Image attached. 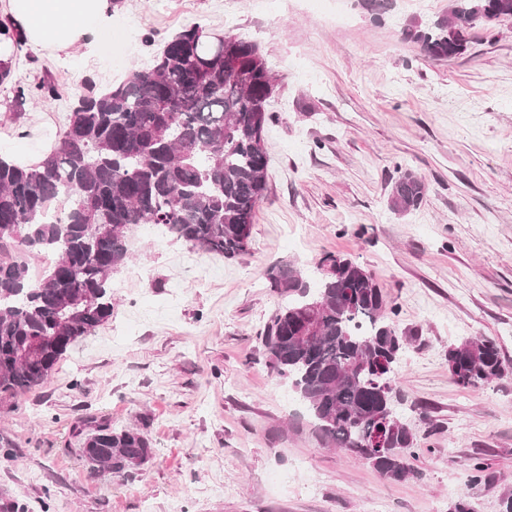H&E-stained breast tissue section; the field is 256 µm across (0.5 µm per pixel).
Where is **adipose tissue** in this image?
Masks as SVG:
<instances>
[{
  "label": "adipose tissue",
  "mask_w": 512,
  "mask_h": 512,
  "mask_svg": "<svg viewBox=\"0 0 512 512\" xmlns=\"http://www.w3.org/2000/svg\"><path fill=\"white\" fill-rule=\"evenodd\" d=\"M25 42L51 53L93 49L112 22L111 0H0Z\"/></svg>",
  "instance_id": "ef3b65f1"
}]
</instances>
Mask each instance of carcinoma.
Segmentation results:
<instances>
[{
    "instance_id": "cac0c4a2",
    "label": "carcinoma",
    "mask_w": 512,
    "mask_h": 512,
    "mask_svg": "<svg viewBox=\"0 0 512 512\" xmlns=\"http://www.w3.org/2000/svg\"><path fill=\"white\" fill-rule=\"evenodd\" d=\"M512 18V0H454L448 17L405 29L426 60H449L467 49L469 27ZM207 28L185 26L152 66L134 69L101 91L86 83L73 101L58 144L30 166L0 159V399L42 385L63 355L112 316V270L129 259L126 229L161 224L203 254L247 251L255 207L266 189L264 134L275 77L259 47L221 35L224 50H203ZM215 37L211 41L219 40ZM50 77L16 86L14 104L50 102ZM428 186L405 170L388 208H420ZM70 196L63 221L43 218L46 200ZM54 253L37 276L33 254ZM310 280L294 265L268 267V288L288 295L261 332L267 365L290 382L322 444L369 462L387 480L419 476L410 463L412 430L393 404L396 367L410 338L395 321L373 274L358 262L326 253ZM454 381L479 389L506 367L488 337L448 346ZM79 456L93 473L122 476L153 457L139 427L120 431L95 416L77 427ZM380 434L382 448L358 447Z\"/></svg>"
}]
</instances>
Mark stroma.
I'll return each mask as SVG.
<instances>
[{"label":"stroma","mask_w":512,"mask_h":512,"mask_svg":"<svg viewBox=\"0 0 512 512\" xmlns=\"http://www.w3.org/2000/svg\"><path fill=\"white\" fill-rule=\"evenodd\" d=\"M122 0L93 53L16 51L0 83V150L33 157L59 138L72 81L103 89L146 68L192 22L255 42L277 82L267 189L246 253L193 251L129 229L112 316L43 385L0 405V512H448L465 496L499 512L512 488V18L474 26L465 54L423 59L404 30L451 0ZM51 77L58 99L14 111L16 83ZM420 208L387 206L400 170ZM372 272L413 342L398 369L416 479L385 480L324 447L266 367L258 335L280 306L265 273L325 253ZM494 339L509 370L458 386L448 347ZM142 427L154 450L133 474L90 473L73 427L85 416ZM493 480L473 485L468 465ZM428 186L422 176L412 170L400 171L388 197V208L395 214L407 215L420 208Z\"/></svg>","instance_id":"1"}]
</instances>
